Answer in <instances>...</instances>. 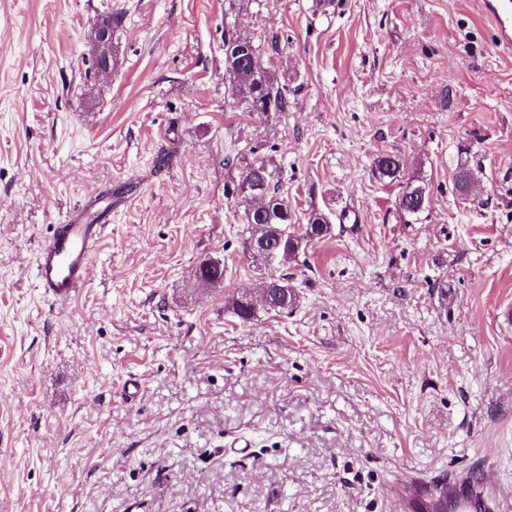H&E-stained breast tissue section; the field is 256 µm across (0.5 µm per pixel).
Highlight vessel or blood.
Instances as JSON below:
<instances>
[{
    "label": "vessel or blood",
    "mask_w": 512,
    "mask_h": 512,
    "mask_svg": "<svg viewBox=\"0 0 512 512\" xmlns=\"http://www.w3.org/2000/svg\"><path fill=\"white\" fill-rule=\"evenodd\" d=\"M484 10L500 45L512 46V0H482ZM112 222V207L97 209L79 206L42 243L34 276L38 288L49 299H73L89 278L91 260ZM464 480L452 478L437 494L427 495L429 507H452L455 512H471L473 496L464 490Z\"/></svg>",
    "instance_id": "b4317fda"
}]
</instances>
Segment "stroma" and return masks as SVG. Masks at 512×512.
Returning a JSON list of instances; mask_svg holds the SVG:
<instances>
[{
  "label": "stroma",
  "mask_w": 512,
  "mask_h": 512,
  "mask_svg": "<svg viewBox=\"0 0 512 512\" xmlns=\"http://www.w3.org/2000/svg\"><path fill=\"white\" fill-rule=\"evenodd\" d=\"M232 31L286 111L233 95ZM256 158L297 234L331 226L272 270L233 193ZM107 193L89 282L48 299L40 244ZM271 273L293 309L238 318ZM508 306L512 51L480 0H0V512H401L458 471L512 512ZM94 51L98 59V69L107 72L112 58V27L103 26L94 39Z\"/></svg>",
  "instance_id": "1"
}]
</instances>
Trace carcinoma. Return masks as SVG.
I'll use <instances>...</instances> for the list:
<instances>
[{
	"label": "carcinoma",
	"mask_w": 512,
	"mask_h": 512,
	"mask_svg": "<svg viewBox=\"0 0 512 512\" xmlns=\"http://www.w3.org/2000/svg\"><path fill=\"white\" fill-rule=\"evenodd\" d=\"M224 63L226 71L233 78V89L239 99L247 103L251 112L265 111L266 104H271L275 112H283L287 107L285 93L274 87L271 73L264 67L259 47L255 46L251 37L240 33H232L224 39ZM402 161L392 154H383L376 160V170L383 178L396 180L399 177ZM251 181V187L260 190L261 200H256L251 191L242 188V183ZM236 194L245 207L246 223L249 236L246 238V249L254 258L261 255L251 250L253 241L265 237L281 238L285 257L296 258L306 235H298L290 230L292 213L288 202L278 194L277 187L272 185V175L265 162L253 161L241 176L240 183L235 186ZM270 287L266 279L257 286L256 294L246 297L233 296L228 300L234 313L247 321L255 317L258 310H286L295 305L297 294L288 285V279L279 280L281 293L279 300L268 301L265 289Z\"/></svg>",
	"instance_id": "carcinoma-1"
}]
</instances>
